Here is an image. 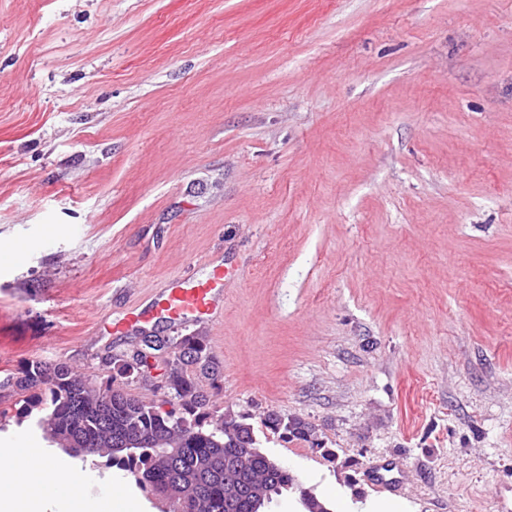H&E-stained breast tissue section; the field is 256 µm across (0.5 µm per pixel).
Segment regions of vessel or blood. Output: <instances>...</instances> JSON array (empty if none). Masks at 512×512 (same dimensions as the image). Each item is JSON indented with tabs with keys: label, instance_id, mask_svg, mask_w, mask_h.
<instances>
[{
	"label": "vessel or blood",
	"instance_id": "obj_1",
	"mask_svg": "<svg viewBox=\"0 0 512 512\" xmlns=\"http://www.w3.org/2000/svg\"><path fill=\"white\" fill-rule=\"evenodd\" d=\"M228 274L222 265H214L210 278L198 281H171L152 297L147 305H135L124 320L137 329L162 318L171 323L191 324L222 315L224 282Z\"/></svg>",
	"mask_w": 512,
	"mask_h": 512
}]
</instances>
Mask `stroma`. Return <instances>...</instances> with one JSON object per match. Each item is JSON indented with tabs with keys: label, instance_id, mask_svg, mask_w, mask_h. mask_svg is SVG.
<instances>
[{
	"label": "stroma",
	"instance_id": "35a3bbf8",
	"mask_svg": "<svg viewBox=\"0 0 512 512\" xmlns=\"http://www.w3.org/2000/svg\"><path fill=\"white\" fill-rule=\"evenodd\" d=\"M215 257L217 405L313 431L264 452L334 512H512V0H0V370L188 335L95 321Z\"/></svg>",
	"mask_w": 512,
	"mask_h": 512
}]
</instances>
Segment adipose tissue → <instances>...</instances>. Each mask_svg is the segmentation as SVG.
Wrapping results in <instances>:
<instances>
[{"label":"adipose tissue","instance_id":"adipose-tissue-1","mask_svg":"<svg viewBox=\"0 0 512 512\" xmlns=\"http://www.w3.org/2000/svg\"><path fill=\"white\" fill-rule=\"evenodd\" d=\"M85 473L63 457L17 444L0 450V512H132L122 487L93 498Z\"/></svg>","mask_w":512,"mask_h":512}]
</instances>
